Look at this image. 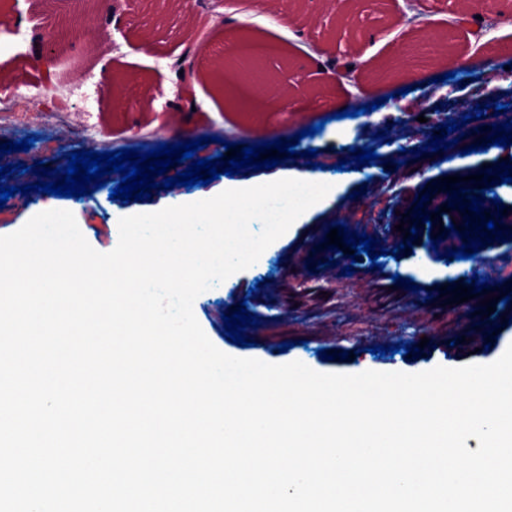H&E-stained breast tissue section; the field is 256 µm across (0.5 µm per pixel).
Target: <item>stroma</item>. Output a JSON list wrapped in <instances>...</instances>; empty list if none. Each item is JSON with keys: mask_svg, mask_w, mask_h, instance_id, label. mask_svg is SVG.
I'll use <instances>...</instances> for the list:
<instances>
[{"mask_svg": "<svg viewBox=\"0 0 512 512\" xmlns=\"http://www.w3.org/2000/svg\"><path fill=\"white\" fill-rule=\"evenodd\" d=\"M463 0H227L220 5L224 16L234 23L225 26L213 16L186 26L173 0H120L114 20L82 24L81 40H95L92 65L75 55L63 56L44 74L32 50L33 36L44 20L35 14L28 0H0V39H8V49L0 48V92L10 112L22 127L15 139H22L31 126L63 107L70 114V130L61 137L39 138L26 151L0 156L3 164L27 165V172H13L11 185L35 183L29 170L34 162L50 168L67 166L68 153L81 149L105 152L114 143L138 140L160 132L161 143L178 144L203 136L211 142L199 148V159L217 158L225 143L252 145L279 138L299 136V150L316 149V177L331 178L332 167L352 149L374 147L371 165L344 172L342 193L328 200L324 209L311 213L294 225L263 252L256 264L200 294L194 314L211 342L226 354L255 358L270 364L301 361L322 373L355 374L365 370L415 373L441 365L459 367L487 364L498 359L512 345V303L500 305L502 319L495 327L497 342L489 350L469 353L464 338L489 326V318H478L486 295L512 292V239L491 242L481 255L507 269L500 286L478 292L476 298L460 304H445L440 288L460 284L473 276L475 262L446 261L431 256L424 244L428 226L423 218L440 213L443 223L464 226L466 210L452 206L443 211L451 193L461 186L443 189L447 176L467 178L468 188H476L475 178L485 168H499L502 157H512V146H487L492 121L485 118L467 123V136L443 152H424L423 147L448 120H462L466 100L478 97L483 86H493L501 103L512 104V82L501 77L512 64V28L491 30V43L476 41L465 28H453ZM451 32L449 43L438 36ZM275 44L264 67L277 79V89L261 102L236 106L209 82L192 80L196 112L207 114L206 126L181 119L178 83L170 77L179 55L193 51L198 66H208L215 50L230 48L237 35ZM437 42L428 60L403 68L396 79L384 78L387 65L398 64L404 45L420 41L423 35ZM352 55L360 67L352 79L333 82L320 69L318 57ZM472 64L473 75L461 85L444 76L460 60ZM405 91L407 106L400 112H386L375 100ZM369 113H360L363 105ZM356 109L353 117H341L344 108ZM318 126L319 132L306 130ZM398 134L396 144L377 139L382 129ZM405 163L394 166L397 157ZM224 185L216 179L205 186H174L156 190L151 200L121 202L110 199L116 181L81 198L48 196L39 192L15 194L0 207V233L21 228L45 205L71 211L89 244L100 252L111 251L118 242V221L126 214L155 212L177 199L218 193ZM428 194L417 204L419 194ZM411 215L418 229L419 244L403 247L401 258L390 251L403 246V233L395 231V213ZM379 239L388 254L382 270H371L368 255L348 262L343 252L329 253L321 241L334 222ZM333 265L322 268L321 263ZM353 266L352 275H342L344 266ZM433 272L420 291L390 286L389 277L417 279L420 269ZM254 308L258 327L245 328L252 346L240 347L225 341L223 315L237 311L240 303ZM429 345H422V338ZM416 343V358L406 352L383 356L371 354L380 345ZM287 352H280V345ZM326 357H319V350Z\"/></svg>", "mask_w": 512, "mask_h": 512, "instance_id": "1", "label": "stroma"}]
</instances>
